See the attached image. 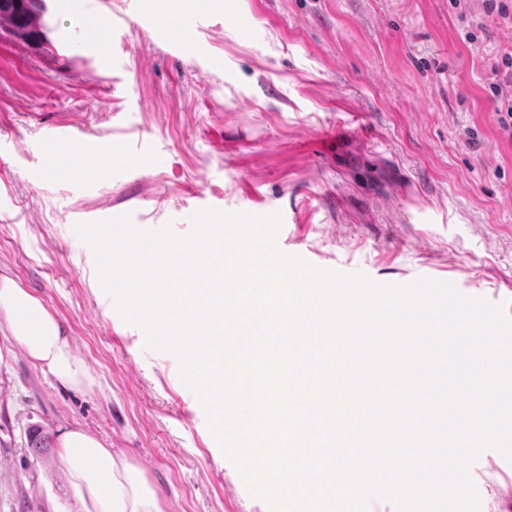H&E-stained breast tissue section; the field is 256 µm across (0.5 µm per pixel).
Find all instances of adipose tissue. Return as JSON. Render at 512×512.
<instances>
[{
	"mask_svg": "<svg viewBox=\"0 0 512 512\" xmlns=\"http://www.w3.org/2000/svg\"><path fill=\"white\" fill-rule=\"evenodd\" d=\"M0 325L27 357L59 383L90 390L96 378L74 352L58 319L45 303L0 272ZM60 456L82 512H161L159 499L142 470L112 453L83 428L64 434Z\"/></svg>",
	"mask_w": 512,
	"mask_h": 512,
	"instance_id": "ef3b65f1",
	"label": "adipose tissue"
}]
</instances>
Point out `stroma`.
<instances>
[{
    "instance_id": "35a3bbf8",
    "label": "stroma",
    "mask_w": 512,
    "mask_h": 512,
    "mask_svg": "<svg viewBox=\"0 0 512 512\" xmlns=\"http://www.w3.org/2000/svg\"><path fill=\"white\" fill-rule=\"evenodd\" d=\"M96 3L46 0L45 44L0 35V268L96 378L63 387L0 332V512H80L58 446L77 424L143 470L162 512H269L77 227L106 211L185 236L201 203L277 212L284 254L380 285L448 281L512 318V0L503 15L485 0H224L201 58L155 44L129 0ZM61 123L133 153L70 173L37 147ZM34 428L50 448L29 446ZM469 473L478 512H512L501 452Z\"/></svg>"
}]
</instances>
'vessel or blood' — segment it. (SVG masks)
Instances as JSON below:
<instances>
[{"mask_svg": "<svg viewBox=\"0 0 512 512\" xmlns=\"http://www.w3.org/2000/svg\"><path fill=\"white\" fill-rule=\"evenodd\" d=\"M133 7L141 24L150 29L154 40L175 55L196 51L198 35L210 18L209 10L201 5L180 25L170 29L158 23L157 5H147L143 0H135ZM39 148L64 161L70 170L86 175L114 164L118 156L128 152L122 142H95L87 139L82 129L61 124L45 129Z\"/></svg>", "mask_w": 512, "mask_h": 512, "instance_id": "1", "label": "vessel or blood"}]
</instances>
